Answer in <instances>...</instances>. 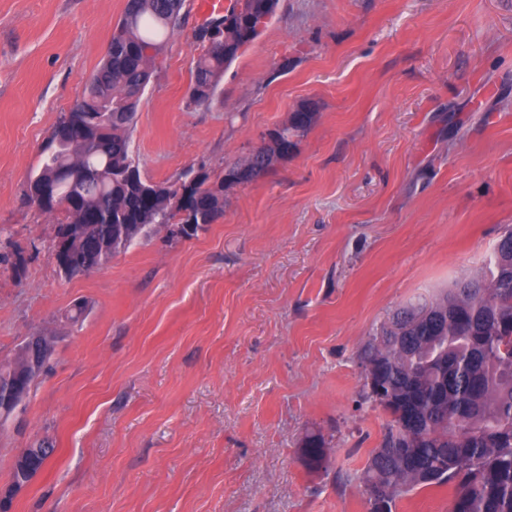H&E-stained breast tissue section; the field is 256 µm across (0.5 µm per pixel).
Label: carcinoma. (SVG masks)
Masks as SVG:
<instances>
[{"instance_id":"1","label":"carcinoma","mask_w":512,"mask_h":512,"mask_svg":"<svg viewBox=\"0 0 512 512\" xmlns=\"http://www.w3.org/2000/svg\"><path fill=\"white\" fill-rule=\"evenodd\" d=\"M279 0H247L246 12L229 8L199 26L204 51L194 61L189 104L208 106L224 69L257 35ZM184 0H127L106 57L82 97L51 131L55 155L40 156L30 178L58 170L55 194L67 206H38L63 214L72 274L93 272L127 249L154 224L171 225L186 211L189 237L224 216V189L247 184L288 158L315 120L313 104L270 131L252 157L224 167L217 183L189 171L172 184L141 175L130 150L140 98L154 72L149 49L161 52L183 23ZM220 22L222 39L206 41ZM368 398L391 415L378 448L359 477L368 512H394L415 489L452 485L451 512H512V228L500 236L483 273L393 315L364 345ZM29 364L19 353L0 362V403L21 383L31 388L42 369L22 378ZM47 438L23 449L13 465L15 493L54 453ZM302 457L312 470L325 464L322 436L310 434Z\"/></svg>"}]
</instances>
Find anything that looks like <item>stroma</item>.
Returning a JSON list of instances; mask_svg holds the SVG:
<instances>
[{
	"mask_svg": "<svg viewBox=\"0 0 512 512\" xmlns=\"http://www.w3.org/2000/svg\"><path fill=\"white\" fill-rule=\"evenodd\" d=\"M125 5L0 0V361L54 339L0 429V490L47 436L11 512H367L359 476L389 416L367 396L365 343L480 275L512 227V0H279L207 107L188 103L203 14L185 0L131 134L143 177H218L300 106L316 119L225 192L216 223L147 232L68 278L60 217L26 180ZM302 457L312 470H319L325 464V449L320 434H310L302 443ZM53 442L48 438L34 441L29 448H24L13 465L12 484L8 488L14 495L25 486L28 480L44 466L46 459L54 453Z\"/></svg>",
	"mask_w": 512,
	"mask_h": 512,
	"instance_id": "stroma-1",
	"label": "stroma"
}]
</instances>
